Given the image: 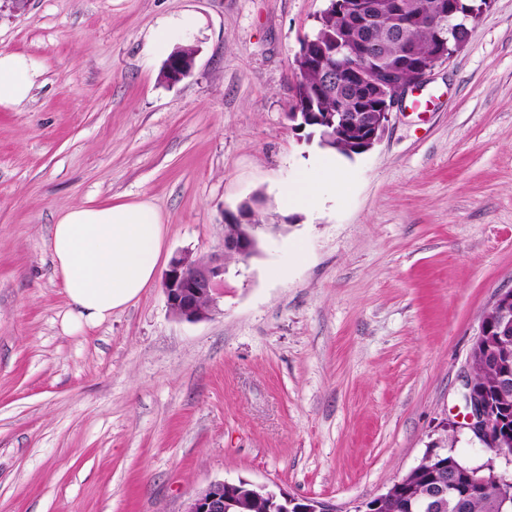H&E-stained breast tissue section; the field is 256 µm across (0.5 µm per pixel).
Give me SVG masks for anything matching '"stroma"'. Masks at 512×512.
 I'll return each mask as SVG.
<instances>
[{"mask_svg":"<svg viewBox=\"0 0 512 512\" xmlns=\"http://www.w3.org/2000/svg\"><path fill=\"white\" fill-rule=\"evenodd\" d=\"M324 5L0 0V50L41 71L27 103L0 109V512H186L238 479L353 512L444 426L462 461L490 458L461 423L482 318L512 288V0L371 150L337 156L345 191L288 212L281 189L322 151L288 114ZM172 17L195 23L174 84L146 50ZM256 195L283 230L230 263L209 319L176 318L157 280L63 331L60 211L148 200L167 255L205 257L225 210Z\"/></svg>","mask_w":512,"mask_h":512,"instance_id":"35a3bbf8","label":"stroma"}]
</instances>
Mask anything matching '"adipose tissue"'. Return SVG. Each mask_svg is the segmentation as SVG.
<instances>
[{
	"label": "adipose tissue",
	"instance_id": "ef3b65f1",
	"mask_svg": "<svg viewBox=\"0 0 512 512\" xmlns=\"http://www.w3.org/2000/svg\"><path fill=\"white\" fill-rule=\"evenodd\" d=\"M38 72L24 55L0 51V108H17L30 97ZM331 153L282 193L285 208L318 210L323 182H335ZM167 226L147 200L86 203L63 210L51 231V258L68 298L61 325L81 334L110 319L155 280L165 258Z\"/></svg>",
	"mask_w": 512,
	"mask_h": 512
}]
</instances>
